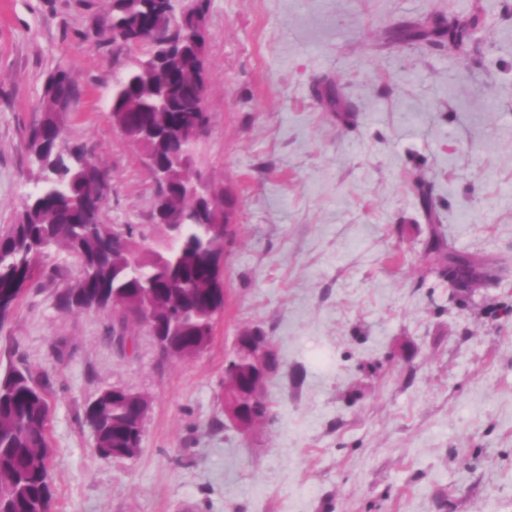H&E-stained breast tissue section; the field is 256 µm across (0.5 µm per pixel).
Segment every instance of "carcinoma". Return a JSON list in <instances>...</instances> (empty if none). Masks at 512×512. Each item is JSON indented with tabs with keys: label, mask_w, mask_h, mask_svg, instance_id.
I'll return each instance as SVG.
<instances>
[{
	"label": "carcinoma",
	"mask_w": 512,
	"mask_h": 512,
	"mask_svg": "<svg viewBox=\"0 0 512 512\" xmlns=\"http://www.w3.org/2000/svg\"><path fill=\"white\" fill-rule=\"evenodd\" d=\"M209 0H112L103 19L112 41L135 39L146 50L145 58L118 79L110 112H126L158 129V135L141 147L156 162H168L185 136L198 122L208 123L200 95L199 55L205 53ZM479 25L476 15L464 21L445 22L429 16L403 25L398 39H424L437 44L462 46ZM152 29L167 33L165 43L141 39ZM76 89L69 75L57 71L48 80L42 118L29 141L30 162L36 170V190L27 194L13 224L0 231V330L10 321L39 266L52 253L64 251L80 266L76 284L59 297L65 310L104 307L119 309L112 335L123 336L132 313L126 310L130 288L148 297L191 343H212V315L219 303L213 290L224 287V271L212 256L224 252L210 225L200 224L192 202L177 193L167 199L180 212L177 248L160 252L157 246L142 250L130 260L143 228L131 224L118 228L98 213L89 215L93 184L107 180L106 171L90 162L84 147L67 154L57 146L62 135L63 104ZM426 259L434 261L442 276L448 275L447 244L433 234L425 245ZM132 407L112 391H103L84 409L96 448L104 456L117 452L134 456L141 448V434L131 423ZM52 448L49 443L48 381L10 362L0 366V512H46L53 498Z\"/></svg>",
	"instance_id": "obj_1"
}]
</instances>
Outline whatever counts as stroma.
I'll list each match as a JSON object with an SVG mask.
<instances>
[{
    "mask_svg": "<svg viewBox=\"0 0 512 512\" xmlns=\"http://www.w3.org/2000/svg\"><path fill=\"white\" fill-rule=\"evenodd\" d=\"M101 0H0V228L34 185L47 81L76 95L65 145L110 174L105 223L153 227V184L110 116L138 48ZM436 13L481 16L466 52L396 42ZM198 166L237 198L209 348L164 356L140 323L67 311L78 269L49 259L0 355L50 381L51 512H512V0H211ZM338 90L341 107L327 99ZM490 273L451 297L432 228ZM264 327L272 417L224 419V358ZM149 401L141 452L96 450L83 407ZM424 255L426 259L433 260L441 270V275L448 277V270L446 266L448 257L462 258L458 256H451L448 252L447 244L442 236L434 233L425 245Z\"/></svg>",
    "mask_w": 512,
    "mask_h": 512,
    "instance_id": "1",
    "label": "stroma"
}]
</instances>
